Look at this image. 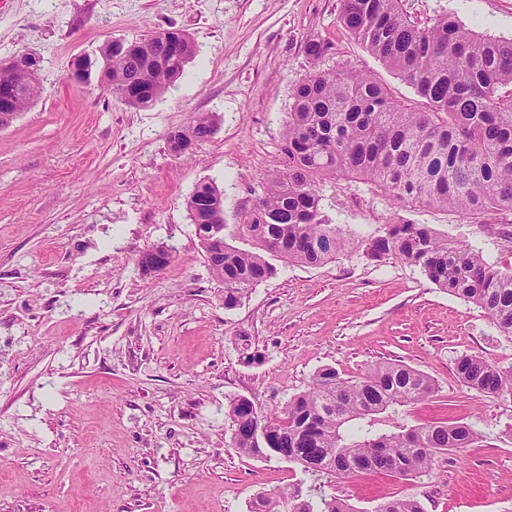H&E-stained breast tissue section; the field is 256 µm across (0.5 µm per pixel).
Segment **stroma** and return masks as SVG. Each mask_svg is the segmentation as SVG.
Returning a JSON list of instances; mask_svg holds the SVG:
<instances>
[{
	"label": "stroma",
	"instance_id": "35a3bbf8",
	"mask_svg": "<svg viewBox=\"0 0 512 512\" xmlns=\"http://www.w3.org/2000/svg\"><path fill=\"white\" fill-rule=\"evenodd\" d=\"M400 7L421 25L451 14L512 38V0ZM171 28L197 54L151 106L69 81L73 62L102 44ZM312 39L327 44L323 57L308 55ZM26 51L41 59L42 93L0 128V512H247L256 494L316 481L239 454L229 401L248 398L275 422L318 369L355 379L386 361L427 374L436 391L362 428L464 422L479 440L418 478L325 476L323 491L357 512L394 496L417 497L425 512H512V397L483 396L455 374L463 354L512 365V341L484 310L418 267L354 247L317 266L277 261L228 310L189 218L188 196L212 180L236 224L281 168L291 93L313 70L349 65L413 98L343 28L340 0H0V60ZM206 112L219 117L216 134L171 152V132ZM322 195L354 237L402 217L512 268L511 212L472 224L352 178ZM158 244L175 258L144 273L139 259ZM242 332L261 363H244Z\"/></svg>",
	"mask_w": 512,
	"mask_h": 512
}]
</instances>
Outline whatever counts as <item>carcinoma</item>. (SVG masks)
I'll return each instance as SVG.
<instances>
[{
  "label": "carcinoma",
  "instance_id": "cac0c4a2",
  "mask_svg": "<svg viewBox=\"0 0 512 512\" xmlns=\"http://www.w3.org/2000/svg\"><path fill=\"white\" fill-rule=\"evenodd\" d=\"M340 20L417 97L399 100L374 75L349 66L315 70L296 85L286 120L282 167L263 191L237 213L241 249L227 240L203 247L213 277L224 285V308L233 309L276 267L269 257L319 265L350 245L322 206L321 186L358 178L396 200L462 215L487 224L512 212V39L479 36L451 16L421 27L403 15L399 0H342ZM196 54L179 30L157 32L100 48L107 89L131 107H147L184 72ZM17 90L15 111L40 94L26 67L0 61V86ZM214 114H198L169 136L176 154L210 139ZM224 193L214 181L198 183L186 201L192 223H224ZM367 258L395 256L421 269L449 294L484 309L501 336L512 341V270L500 271L480 251L439 236L425 224L399 220L356 239ZM457 378L487 397L512 396V366L478 355L456 359ZM434 381L400 363H380L348 380L326 367L309 389L288 402L284 418L270 422L244 397L229 401L233 447L263 456L267 448L319 480L400 471L405 479L432 470L436 455L471 447L478 433L466 423L406 426L398 432L348 433L352 422L431 396ZM248 512H355L322 493L321 486L258 494ZM375 512H424L419 500L393 497Z\"/></svg>",
  "mask_w": 512,
  "mask_h": 512
}]
</instances>
